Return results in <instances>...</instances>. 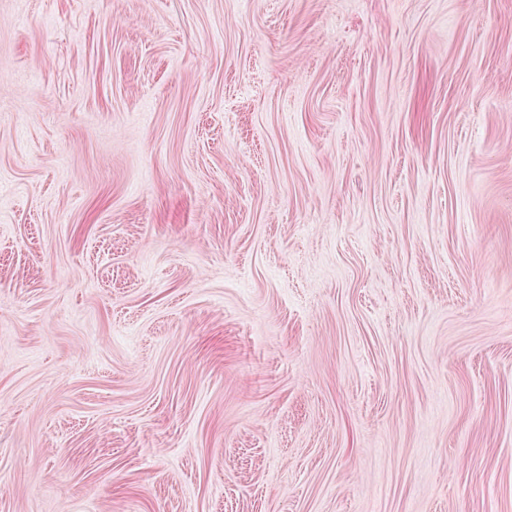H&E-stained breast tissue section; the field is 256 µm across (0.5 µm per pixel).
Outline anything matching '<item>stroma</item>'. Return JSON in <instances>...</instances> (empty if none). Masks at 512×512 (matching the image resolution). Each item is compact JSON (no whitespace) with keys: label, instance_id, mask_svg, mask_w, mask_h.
Wrapping results in <instances>:
<instances>
[{"label":"stroma","instance_id":"obj_1","mask_svg":"<svg viewBox=\"0 0 512 512\" xmlns=\"http://www.w3.org/2000/svg\"><path fill=\"white\" fill-rule=\"evenodd\" d=\"M0 512H512V0H0Z\"/></svg>","mask_w":512,"mask_h":512}]
</instances>
